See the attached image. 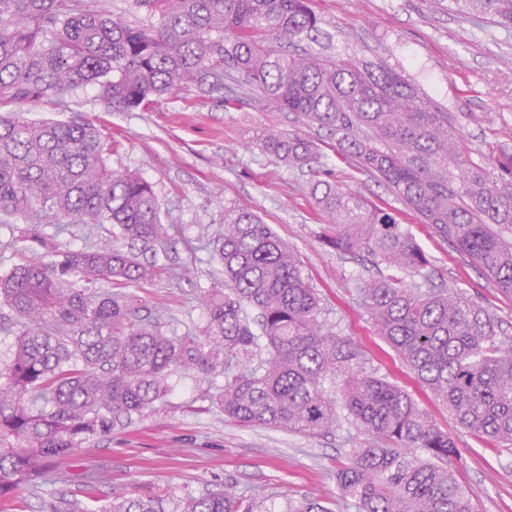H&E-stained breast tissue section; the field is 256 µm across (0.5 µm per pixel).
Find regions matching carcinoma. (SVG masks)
Segmentation results:
<instances>
[{
  "mask_svg": "<svg viewBox=\"0 0 512 512\" xmlns=\"http://www.w3.org/2000/svg\"><path fill=\"white\" fill-rule=\"evenodd\" d=\"M128 16L102 0H0V108L45 98L66 104L98 86L117 112L148 108L186 84L228 108L263 104L329 131L334 148L376 178L416 218L451 242L512 297V190L468 160L460 134L414 84L381 62L324 59L300 43L318 30L312 0H128ZM512 26V0H454ZM266 154L311 167L323 239L388 274L365 282L379 335L456 421L512 445V341L494 319L453 290L424 289L429 262L394 215L371 206L320 164L306 135L266 131ZM88 119L0 114V215L94 224L98 241L57 245L0 271V331L13 337L0 360V498L54 482L50 464L128 426L192 371L224 376L203 398L245 426L325 436L338 423L328 384L345 376L350 417L389 448H360L336 472L360 512H475L446 462L448 436L400 386L363 370L361 351L326 329L316 289L288 245L243 207L224 208V231L206 244L224 285L204 291L200 334L165 330L126 293L168 272L156 246L162 221L153 185L107 162ZM422 448L419 460L403 453ZM47 512H85L53 497ZM100 512H165L153 500L114 499ZM172 512H255L252 497L225 488L181 498Z\"/></svg>",
  "mask_w": 512,
  "mask_h": 512,
  "instance_id": "carcinoma-1",
  "label": "carcinoma"
}]
</instances>
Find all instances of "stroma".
<instances>
[{"instance_id":"stroma-1","label":"stroma","mask_w":512,"mask_h":512,"mask_svg":"<svg viewBox=\"0 0 512 512\" xmlns=\"http://www.w3.org/2000/svg\"><path fill=\"white\" fill-rule=\"evenodd\" d=\"M321 19L313 50L328 59L383 61L445 110L469 159L512 183V29L487 16L463 17L452 0H313ZM34 118L92 119L116 141L113 168L138 172L152 183L163 221L177 225L166 246L170 274L129 291L177 330L202 325L204 290L222 274L202 244L222 228L225 206L248 207L298 255L317 289L328 328L361 350L364 369L398 383L448 432L457 453L448 466L469 491L478 512H512V447L462 428L423 389L393 348L377 334L362 294L376 271L321 239L308 194L307 171L273 161L260 146L266 129H294L286 113L225 108L218 97L188 87L145 110L115 112L93 87L75 90L67 106L45 99L29 107ZM322 163L333 180L373 204L392 210L428 258L433 287L453 288L484 308L498 333L512 337V297L493 288L482 270L455 246L405 212L383 185L356 171L331 149ZM34 252L55 240L81 249L93 239L87 224L58 231L53 224L0 223V266L14 260L12 243ZM203 380L174 377L171 394L135 426L83 444L58 465L59 481L29 496L34 512L44 500L77 492L84 474L99 477L102 501L155 498L165 508L190 492L233 486L255 499L256 512H289L290 504L318 499L329 512H359L345 497L336 471L347 454L372 446L373 437L340 410L333 434L312 438L286 430L238 425L201 396Z\"/></svg>"}]
</instances>
